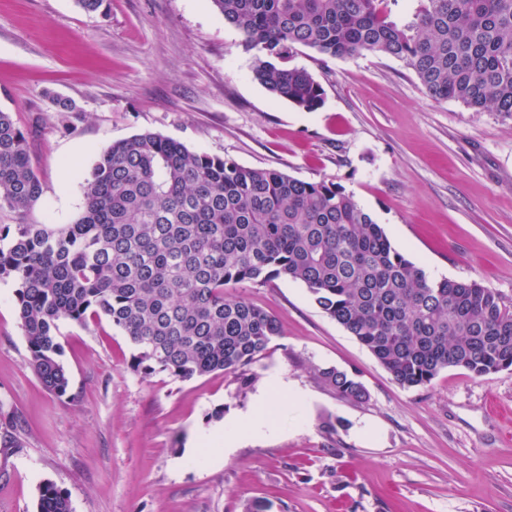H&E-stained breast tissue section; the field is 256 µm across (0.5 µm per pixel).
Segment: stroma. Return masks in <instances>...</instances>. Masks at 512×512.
<instances>
[{
    "instance_id": "1",
    "label": "stroma",
    "mask_w": 512,
    "mask_h": 512,
    "mask_svg": "<svg viewBox=\"0 0 512 512\" xmlns=\"http://www.w3.org/2000/svg\"><path fill=\"white\" fill-rule=\"evenodd\" d=\"M324 90L312 112L274 99L210 0H0V110L27 132L43 193L29 224H70L82 175L145 131L245 167L341 185L429 278L475 280L512 308V120L431 99L383 55L293 59ZM15 285L0 280V512H36L46 482L72 512H512V370L451 368L404 389L299 282L232 288L281 334L249 388L130 367L108 321L59 324L70 398L28 364ZM353 374L369 399L315 376ZM266 407L281 428L204 442ZM337 421L335 433L324 423ZM318 377L325 386L343 400L362 403L369 398L368 391L361 382L334 366L318 369Z\"/></svg>"
}]
</instances>
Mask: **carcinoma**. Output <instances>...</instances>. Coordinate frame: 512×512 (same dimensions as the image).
<instances>
[{
	"label": "carcinoma",
	"mask_w": 512,
	"mask_h": 512,
	"mask_svg": "<svg viewBox=\"0 0 512 512\" xmlns=\"http://www.w3.org/2000/svg\"><path fill=\"white\" fill-rule=\"evenodd\" d=\"M418 2L399 25L384 0H211L275 99L321 107L320 83L291 64L305 47L395 58L432 99L511 120L512 0ZM83 181L74 223L0 225V279L16 285L28 363L57 397L70 384L62 320L107 319L137 348L132 368L144 375L224 371L249 387L250 366L281 331L227 289L276 278L304 284L402 388L449 368L475 378L512 368V309L499 294L429 279L340 185L244 167L149 131L112 143ZM42 192L25 132L0 110V211L23 216ZM318 377L343 400L369 398L334 366ZM37 512H71L68 494L43 483Z\"/></svg>",
	"instance_id": "obj_1"
}]
</instances>
